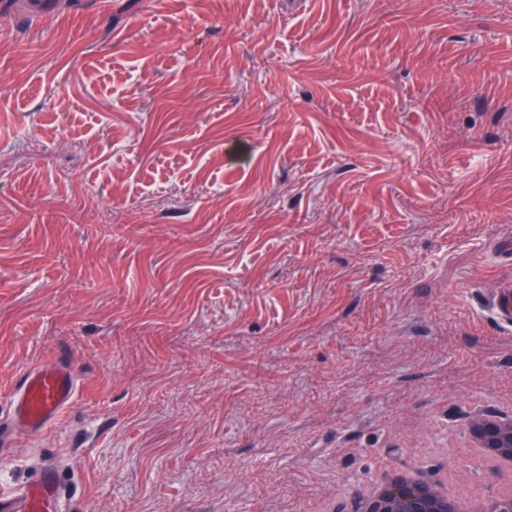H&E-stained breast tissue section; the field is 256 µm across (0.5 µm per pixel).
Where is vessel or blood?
I'll use <instances>...</instances> for the list:
<instances>
[{
    "label": "vessel or blood",
    "mask_w": 512,
    "mask_h": 512,
    "mask_svg": "<svg viewBox=\"0 0 512 512\" xmlns=\"http://www.w3.org/2000/svg\"><path fill=\"white\" fill-rule=\"evenodd\" d=\"M77 397L78 379L68 359L32 366L11 397V416L0 421V447H11L21 436L41 433L68 411ZM64 504L58 472L51 464L43 466L28 486L0 494V512H64Z\"/></svg>",
    "instance_id": "1"
}]
</instances>
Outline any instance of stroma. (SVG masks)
<instances>
[{
  "label": "stroma",
  "instance_id": "stroma-1",
  "mask_svg": "<svg viewBox=\"0 0 512 512\" xmlns=\"http://www.w3.org/2000/svg\"><path fill=\"white\" fill-rule=\"evenodd\" d=\"M512 0L0 6V413L69 352L70 512H316L382 463L491 493L512 411ZM511 417H503L498 414H489L485 416H475L469 419L463 425V435L466 441L467 448H485L484 443L477 435L479 427H494L510 432L511 428Z\"/></svg>",
  "mask_w": 512,
  "mask_h": 512
}]
</instances>
